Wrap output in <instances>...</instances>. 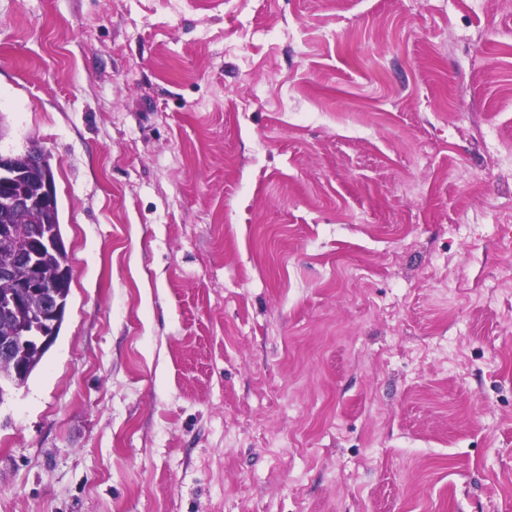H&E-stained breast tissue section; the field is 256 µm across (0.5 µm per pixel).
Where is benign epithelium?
Wrapping results in <instances>:
<instances>
[{"label": "benign epithelium", "instance_id": "benign-epithelium-1", "mask_svg": "<svg viewBox=\"0 0 512 512\" xmlns=\"http://www.w3.org/2000/svg\"><path fill=\"white\" fill-rule=\"evenodd\" d=\"M45 149L36 150L22 157L8 156L0 159V182L35 179L42 185V201L50 206L57 204L55 182L47 166ZM61 254L67 251L61 230L48 225L31 226L27 239L10 245L0 254V281L10 282L16 291L0 298V315L7 318L19 307L20 300L28 295L41 299L37 311L39 321L20 322L8 335L0 336V364L10 366L8 380L15 387L23 386L32 371L31 355L48 351L57 339L59 318L66 312L67 301L58 292L57 281L41 273L37 259L44 252Z\"/></svg>", "mask_w": 512, "mask_h": 512}]
</instances>
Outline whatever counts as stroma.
<instances>
[{
	"mask_svg": "<svg viewBox=\"0 0 512 512\" xmlns=\"http://www.w3.org/2000/svg\"><path fill=\"white\" fill-rule=\"evenodd\" d=\"M34 141L0 512H512V0H0ZM48 154L44 148L22 157L8 156L0 160V182L11 184L16 181L35 179L42 185V201L50 206L57 204L55 182L47 166ZM17 236L26 234L29 224H33L27 239L22 243L11 244L0 257V281L10 282L17 288L0 298V314L7 318L19 307L21 298L33 295L41 299L37 311L39 321L33 324L19 322L8 335L0 336V364H8L11 373L8 380L14 387L23 386L32 371L31 355L37 358L47 352L57 339V325L60 316H65L67 301L58 292L57 281L43 275L37 265L41 253L50 251L61 254L67 251L61 230L47 224H58V204L53 211L38 213H14L11 217ZM27 269L25 278H18L19 268ZM64 319L60 321L59 332ZM58 332V334H59Z\"/></svg>",
	"mask_w": 512,
	"mask_h": 512,
	"instance_id": "obj_1",
	"label": "stroma"
}]
</instances>
